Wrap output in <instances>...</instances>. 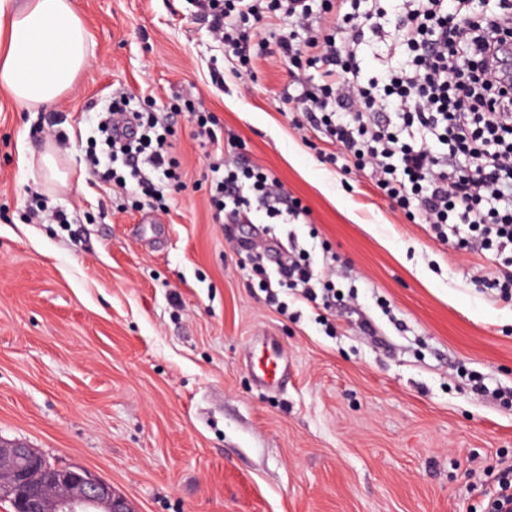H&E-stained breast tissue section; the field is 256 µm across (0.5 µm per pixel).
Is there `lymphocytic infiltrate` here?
Returning <instances> with one entry per match:
<instances>
[{
	"mask_svg": "<svg viewBox=\"0 0 512 512\" xmlns=\"http://www.w3.org/2000/svg\"><path fill=\"white\" fill-rule=\"evenodd\" d=\"M213 38L249 66L253 56L276 48L292 63L307 58L321 76L302 85L294 100L307 128L325 131L344 161L370 172L383 195L409 219L429 225L436 239L470 253L495 251L502 269L492 286L512 300V71L500 69L512 46V8L475 9L474 0H405L396 25L407 60L383 82H363L357 52L367 36H380L385 12L342 11L322 0L327 22L314 19L312 0H192ZM290 24L275 45L260 33L269 14ZM132 112L136 128L123 143L112 117ZM156 113L131 110L127 96L113 97L100 118L101 153L88 154L106 178L132 184L140 203L164 201L165 189L184 190L180 162ZM410 128L417 139L404 141ZM446 152L435 151V144ZM210 202L216 219L261 204L273 219H299L307 209L277 178L244 157L209 165ZM270 303L280 289L330 302L333 282L323 280L308 251L288 257L275 275L260 280Z\"/></svg>",
	"mask_w": 512,
	"mask_h": 512,
	"instance_id": "f902f5d3",
	"label": "lymphocytic infiltrate"
}]
</instances>
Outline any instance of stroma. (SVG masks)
<instances>
[{"label": "stroma", "mask_w": 512, "mask_h": 512, "mask_svg": "<svg viewBox=\"0 0 512 512\" xmlns=\"http://www.w3.org/2000/svg\"><path fill=\"white\" fill-rule=\"evenodd\" d=\"M74 5L90 50L72 89L43 112L0 92V440L89 470L136 512H474L512 458V406L468 381L512 387L492 253L448 248L330 163L335 144L295 125L290 65L242 69L187 0ZM121 93L162 114L195 99L225 156L271 172L306 220L216 222L184 113L185 190L165 212L135 205L85 159ZM57 134L66 179L50 183L39 158ZM36 197L69 223L29 222ZM295 244L356 300L270 304L252 258L271 273ZM266 336L288 356L271 390L247 365Z\"/></svg>", "instance_id": "35a3bbf8"}]
</instances>
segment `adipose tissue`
I'll return each mask as SVG.
<instances>
[{"mask_svg": "<svg viewBox=\"0 0 512 512\" xmlns=\"http://www.w3.org/2000/svg\"><path fill=\"white\" fill-rule=\"evenodd\" d=\"M88 54L73 0H0V88L31 112L70 90Z\"/></svg>", "mask_w": 512, "mask_h": 512, "instance_id": "ef3b65f1", "label": "adipose tissue"}]
</instances>
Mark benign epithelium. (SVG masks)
I'll list each match as a JSON object with an SVG mask.
<instances>
[{"label":"benign epithelium","instance_id":"7a95c632","mask_svg":"<svg viewBox=\"0 0 512 512\" xmlns=\"http://www.w3.org/2000/svg\"><path fill=\"white\" fill-rule=\"evenodd\" d=\"M52 477L55 497L43 492L37 473ZM0 497L18 512H134L132 503L91 472L64 468L34 448L0 440Z\"/></svg>","mask_w":512,"mask_h":512}]
</instances>
